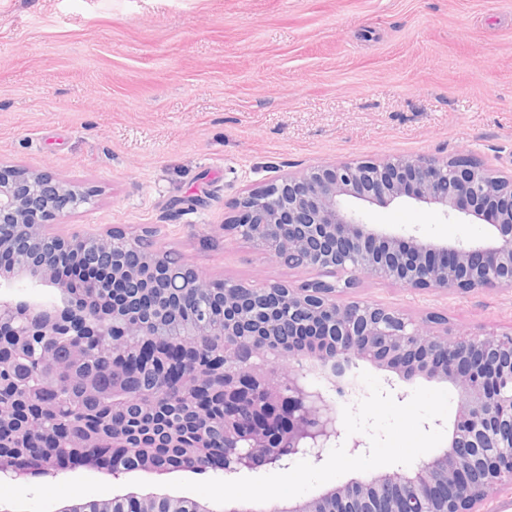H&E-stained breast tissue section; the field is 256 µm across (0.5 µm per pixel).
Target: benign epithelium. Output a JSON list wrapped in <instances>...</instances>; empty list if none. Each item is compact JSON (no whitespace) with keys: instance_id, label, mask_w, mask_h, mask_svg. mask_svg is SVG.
Masks as SVG:
<instances>
[{"instance_id":"1","label":"benign epithelium","mask_w":512,"mask_h":512,"mask_svg":"<svg viewBox=\"0 0 512 512\" xmlns=\"http://www.w3.org/2000/svg\"><path fill=\"white\" fill-rule=\"evenodd\" d=\"M408 198L487 224L480 243L436 244L399 236L363 222L351 202L388 206ZM78 186L48 172L31 173L0 163V251L17 253L0 266V287L25 282L72 296L76 283L48 262L54 251L88 260L111 255L112 283L123 287L164 283L200 291L204 277L179 265L169 278L168 253L112 229L101 236L62 238L49 227L86 202ZM224 231L262 248L290 267L345 275L343 284L315 279L298 287L224 280V316L182 329L165 320L174 346L188 337L218 336L203 379L224 397V479L264 467L286 469L297 459L319 461L323 449L344 446L352 456L369 444L346 434L339 386L353 358L397 374L449 384L458 413L448 447L417 462L351 480L289 510L271 512H482L497 493L512 490V331L474 334L448 328V320H415L378 304L344 301L342 293L362 275L385 278L412 290L469 293L512 286V175L502 176L464 156L356 160L315 166L276 177L235 203ZM159 323L140 324L112 308V319L74 304L0 296V348L21 363L73 336L87 342L112 334L142 349ZM305 357L324 371L326 386L307 380ZM336 396H331V392ZM153 389L112 388V405L135 397L151 402Z\"/></svg>"}]
</instances>
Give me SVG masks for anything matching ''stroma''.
Returning <instances> with one entry per match:
<instances>
[{"instance_id":"1","label":"stroma","mask_w":512,"mask_h":512,"mask_svg":"<svg viewBox=\"0 0 512 512\" xmlns=\"http://www.w3.org/2000/svg\"><path fill=\"white\" fill-rule=\"evenodd\" d=\"M446 155L512 173V0H0V162L89 191L60 235L117 228L210 278L332 282L225 234L235 201L316 165ZM362 212L436 243L487 234L409 199ZM348 296L452 329L512 330V288L414 291L365 276ZM142 477L1 479L0 512L208 503ZM196 505L187 500L163 499L146 502L137 498H125L106 503L87 502L80 512H196Z\"/></svg>"}]
</instances>
